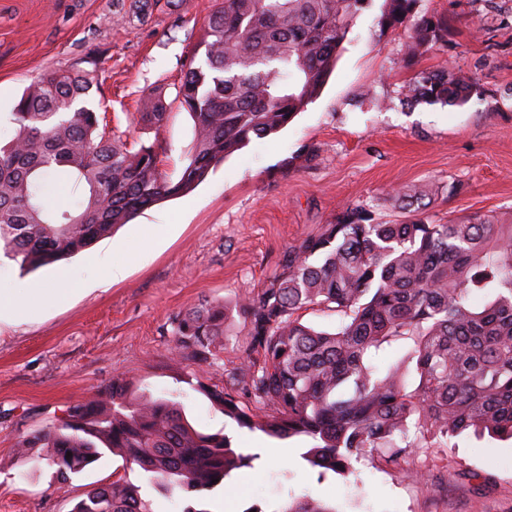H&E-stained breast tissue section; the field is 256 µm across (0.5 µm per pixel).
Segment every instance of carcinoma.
Wrapping results in <instances>:
<instances>
[{
	"instance_id": "1",
	"label": "carcinoma",
	"mask_w": 512,
	"mask_h": 512,
	"mask_svg": "<svg viewBox=\"0 0 512 512\" xmlns=\"http://www.w3.org/2000/svg\"><path fill=\"white\" fill-rule=\"evenodd\" d=\"M365 0H224L204 31L175 101L194 121L188 162L176 179L159 168L158 146L136 150L107 134L106 116L87 96L97 70H55L32 81L0 146V250L24 268L68 259L165 199L189 194L224 158L254 138L288 126L324 87L353 17ZM417 0H384L377 37L408 31V65L446 48L448 16L416 13ZM477 82L446 67L418 69L401 89L408 101L463 106ZM165 96L142 103L140 119L158 129ZM64 184L82 189L70 209L54 204ZM393 206L422 210L433 185L387 193ZM486 302L471 306L473 294ZM336 314L333 330L299 311ZM238 313L247 354L239 388L198 384L224 417L278 440L309 438L302 457L322 472L348 474L364 459L421 480L403 463L448 448L471 433L512 440V217L473 214L450 224L414 215L378 222L363 204L288 247L260 292L232 305L190 308L177 319L173 351L206 363ZM401 342L386 373L373 356ZM51 459L66 484L101 457L137 465L158 491L188 498L224 486L253 467L255 454L229 436L204 433L183 405L135 395L121 378L51 427L18 442V454ZM72 456H67V453ZM71 512H152L138 486L91 489ZM282 512H336L307 498Z\"/></svg>"
}]
</instances>
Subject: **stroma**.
<instances>
[{"label":"stroma","mask_w":512,"mask_h":512,"mask_svg":"<svg viewBox=\"0 0 512 512\" xmlns=\"http://www.w3.org/2000/svg\"><path fill=\"white\" fill-rule=\"evenodd\" d=\"M220 2L0 0V130L40 74L94 69L90 100L106 108L109 130L136 147L159 142L163 171L178 175L194 125L174 102L177 85ZM382 5L366 0L355 15L317 98L278 133L227 157L189 195L143 210L66 262L29 271L0 257V289L18 281L51 288L63 269L75 289L29 317H0V512H71L86 491L117 480L140 485L153 512H183L185 499L160 496L121 458L104 457L63 485L16 451L17 441L119 376L181 401L195 428L225 432L239 451L258 454L254 468L234 471L207 495L206 512H280L305 497L337 512H512L511 441L461 437L439 449L422 481L368 460L355 473L322 479L301 457L304 441L238 428L191 385L230 386L247 347L242 318L212 362L171 353L175 321L188 307L257 292L290 244L350 204L395 222L403 214L386 193L429 181L438 193L427 221L512 215V0H418V14L448 15L454 28L448 51L428 53L422 67L478 82L457 108L403 99L413 75L404 62L407 32L372 39ZM158 89L171 106L155 131L142 125L139 102ZM378 99L384 109L375 108ZM104 254L125 265L119 281L100 282L94 259Z\"/></svg>","instance_id":"obj_1"}]
</instances>
